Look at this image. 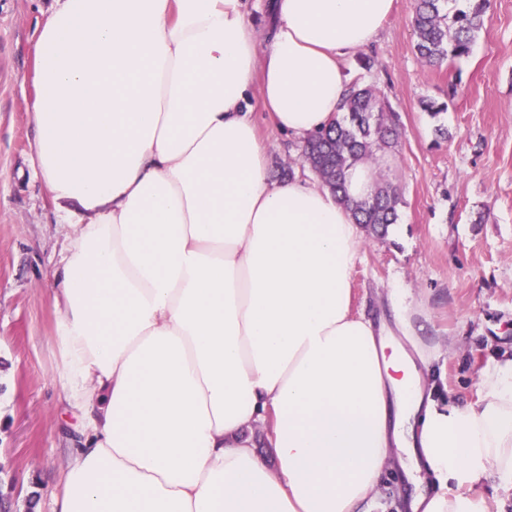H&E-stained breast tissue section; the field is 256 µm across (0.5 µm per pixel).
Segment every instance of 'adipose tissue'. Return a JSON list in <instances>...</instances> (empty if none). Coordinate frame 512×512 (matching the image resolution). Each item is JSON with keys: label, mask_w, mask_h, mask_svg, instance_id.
Masks as SVG:
<instances>
[{"label": "adipose tissue", "mask_w": 512, "mask_h": 512, "mask_svg": "<svg viewBox=\"0 0 512 512\" xmlns=\"http://www.w3.org/2000/svg\"><path fill=\"white\" fill-rule=\"evenodd\" d=\"M394 0H55L34 46L32 160L68 228L49 279L77 417L52 512H371L389 470L409 512H488L512 491V357L477 402L436 393L401 294L352 306L351 203L272 180L248 105L305 137L344 109L342 59ZM266 452H259V444Z\"/></svg>", "instance_id": "ef3b65f1"}]
</instances>
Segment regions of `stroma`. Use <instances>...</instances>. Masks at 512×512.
Returning a JSON list of instances; mask_svg holds the SVG:
<instances>
[{
	"label": "stroma",
	"instance_id": "stroma-1",
	"mask_svg": "<svg viewBox=\"0 0 512 512\" xmlns=\"http://www.w3.org/2000/svg\"><path fill=\"white\" fill-rule=\"evenodd\" d=\"M53 0H0V494L13 512H51L75 434L65 425L47 277L65 252L48 185L31 164L33 50ZM411 0H394L369 48L343 62L399 116L396 149L377 181L399 192L384 239L364 235L353 304L393 324V289L446 358L444 382L479 397L489 359L512 356V0H490L468 56L429 64L415 51ZM440 113L430 114L426 102ZM271 177L314 179L303 140L278 132L248 99ZM448 130L439 138L437 127Z\"/></svg>",
	"mask_w": 512,
	"mask_h": 512
}]
</instances>
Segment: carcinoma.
I'll return each instance as SVG.
<instances>
[{
	"mask_svg": "<svg viewBox=\"0 0 512 512\" xmlns=\"http://www.w3.org/2000/svg\"><path fill=\"white\" fill-rule=\"evenodd\" d=\"M488 8L489 0H479L472 12L450 17L447 0H415L417 54L428 63L468 54ZM395 122L396 114L372 88L354 83L341 116L307 137L304 158L322 183L345 201V171L362 159L374 163L378 154L391 149L396 143ZM397 203L396 188L379 186L353 205V214L357 223L383 236L397 222Z\"/></svg>",
	"mask_w": 512,
	"mask_h": 512,
	"instance_id": "carcinoma-1",
	"label": "carcinoma"
}]
</instances>
